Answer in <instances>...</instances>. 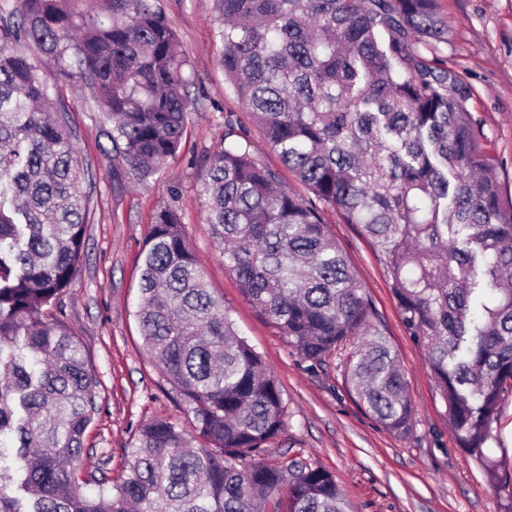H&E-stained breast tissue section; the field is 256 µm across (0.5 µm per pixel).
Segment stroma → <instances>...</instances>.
<instances>
[{
	"label": "stroma",
	"instance_id": "1",
	"mask_svg": "<svg viewBox=\"0 0 512 512\" xmlns=\"http://www.w3.org/2000/svg\"><path fill=\"white\" fill-rule=\"evenodd\" d=\"M176 30L194 76V102L178 158L145 183L114 180L123 170L103 131L110 120L90 105L76 79L59 81V101L69 111L91 191L84 256L63 297V313L79 335L101 383L99 411L85 436L78 464L85 494L91 476L115 479L139 429L155 419L188 426L180 396L143 345L136 312L146 239L156 212L180 211L191 247L210 288L223 296L240 336L277 378L288 426L267 445L272 461L307 459L330 471L354 512H501V498L459 448L422 351L406 335L397 301L373 247L359 226L328 214L375 313L397 352L414 405V432L400 439L364 413L343 376L342 358L313 367L283 341L278 330L242 294L212 242L198 197V179L223 145L224 121L246 132L257 156L276 158L224 78L217 60L213 0H158ZM447 40L423 49L433 65L456 73L470 88L467 102L499 179L512 193V0H438Z\"/></svg>",
	"mask_w": 512,
	"mask_h": 512
}]
</instances>
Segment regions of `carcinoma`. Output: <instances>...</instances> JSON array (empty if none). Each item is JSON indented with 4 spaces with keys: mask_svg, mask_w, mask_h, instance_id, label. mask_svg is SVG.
<instances>
[{
    "mask_svg": "<svg viewBox=\"0 0 512 512\" xmlns=\"http://www.w3.org/2000/svg\"><path fill=\"white\" fill-rule=\"evenodd\" d=\"M68 0H16L0 18V512H351L336 476L270 462L287 427L280 385L208 288L181 214L156 212L139 323L192 424L139 430L127 473L84 494L75 468L99 380L61 298L80 264L90 198L76 138L50 115L58 75L112 116L128 173L177 159L193 102L179 40L155 0L78 16ZM224 76L307 194L225 123L201 177L206 223L244 297L313 363L350 348L359 406L414 431L398 355L326 213L361 227L426 357L459 447L512 512V457L485 451L512 392V198L466 102L469 87L418 45L445 41L437 0H215Z\"/></svg>",
    "mask_w": 512,
    "mask_h": 512,
    "instance_id": "1",
    "label": "carcinoma"
}]
</instances>
